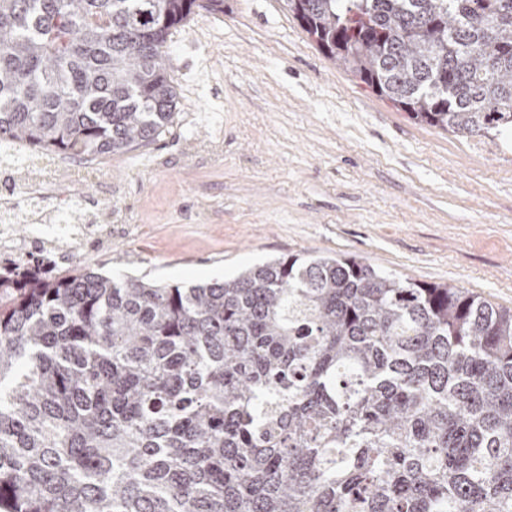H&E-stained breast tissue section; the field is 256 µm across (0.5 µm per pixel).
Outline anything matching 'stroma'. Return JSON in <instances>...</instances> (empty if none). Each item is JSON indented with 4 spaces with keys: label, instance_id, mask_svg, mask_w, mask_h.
Returning a JSON list of instances; mask_svg holds the SVG:
<instances>
[{
    "label": "stroma",
    "instance_id": "1",
    "mask_svg": "<svg viewBox=\"0 0 512 512\" xmlns=\"http://www.w3.org/2000/svg\"><path fill=\"white\" fill-rule=\"evenodd\" d=\"M169 132L66 170L47 204L80 193L89 222L10 226L0 266L171 285L221 280L291 254L353 257L512 309V138L421 124L329 60L283 0H224L172 30Z\"/></svg>",
    "mask_w": 512,
    "mask_h": 512
}]
</instances>
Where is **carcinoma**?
Returning a JSON list of instances; mask_svg holds the SVG:
<instances>
[{
    "mask_svg": "<svg viewBox=\"0 0 512 512\" xmlns=\"http://www.w3.org/2000/svg\"><path fill=\"white\" fill-rule=\"evenodd\" d=\"M330 60L462 139L512 133V0H284ZM199 0H0V147L172 126ZM0 512H512V310L353 258L182 287L0 268Z\"/></svg>",
    "mask_w": 512,
    "mask_h": 512,
    "instance_id": "obj_1",
    "label": "carcinoma"
}]
</instances>
